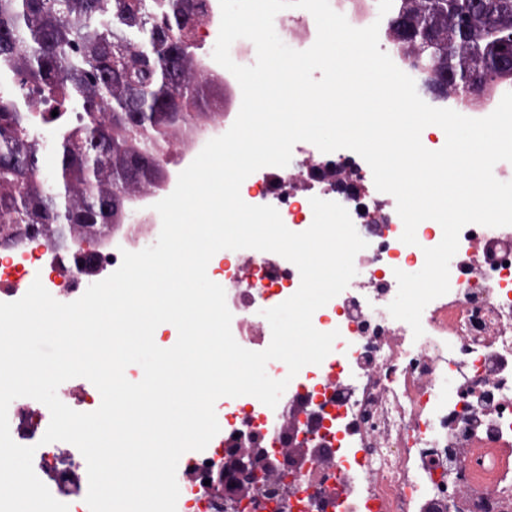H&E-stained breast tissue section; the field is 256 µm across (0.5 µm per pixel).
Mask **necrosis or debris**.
I'll list each match as a JSON object with an SVG mask.
<instances>
[{
  "label": "necrosis or debris",
  "mask_w": 512,
  "mask_h": 512,
  "mask_svg": "<svg viewBox=\"0 0 512 512\" xmlns=\"http://www.w3.org/2000/svg\"><path fill=\"white\" fill-rule=\"evenodd\" d=\"M330 5L353 27L378 24L380 50L417 88L432 79L410 46L393 38L388 21L379 20L378 0H330ZM511 89L493 84L478 104L452 89L426 102L458 112H491ZM241 102L238 81L225 74L223 109L172 125L167 153L184 159L201 151L209 129L232 126ZM372 182L363 158L317 149L289 168L272 166L243 181L242 199L275 207L294 232L311 226V198L338 202L354 226L367 233L368 246L354 258L351 287L312 316L318 331L339 333L322 363L305 366L293 377L284 364L271 366L272 379L289 381L277 406L249 395L225 398L235 411L219 416V426L228 436L260 434L283 471L293 463L280 452L277 423L297 400L308 402L314 412L310 424L323 425L336 445L335 462L326 466L310 460L299 478L284 483L278 512H512V226L462 228V259L449 264L450 290L425 307L424 333L417 338L409 324L388 311L398 292L395 273L419 272L425 249L440 243L443 230L426 220L416 228V244L403 243L394 196L369 192ZM176 184L170 174L164 187L136 192L143 216L137 227L118 234L100 228L107 240L102 267L119 268L123 251H138L141 235H159L161 218L154 205ZM85 241L81 227H68L63 235L53 227L36 240L1 249L0 302L20 299L37 279L58 301L78 299L82 279L75 257ZM216 257L235 340L248 350H265L271 342L266 318L247 326L242 318L256 306L269 309L292 296L301 283L298 268L255 249L222 250ZM8 419L12 439L35 447L38 478L62 493L68 512H89L87 464L80 451L67 442L40 443L50 422L48 408L18 398L9 406ZM180 462L197 475L180 486L176 512H224L223 502L205 485L219 462L217 454L188 451Z\"/></svg>",
  "instance_id": "1"
}]
</instances>
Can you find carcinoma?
Wrapping results in <instances>:
<instances>
[{
  "instance_id": "cac0c4a2",
  "label": "carcinoma",
  "mask_w": 512,
  "mask_h": 512,
  "mask_svg": "<svg viewBox=\"0 0 512 512\" xmlns=\"http://www.w3.org/2000/svg\"><path fill=\"white\" fill-rule=\"evenodd\" d=\"M496 16L507 28L493 35L488 19L475 15L470 0H398L396 18L421 29H470L468 41L443 46L417 39L416 56L439 74L462 72L495 52L496 37L512 34V0H498ZM191 12V0H0V63L26 72L33 97L60 106L78 103L88 120L54 122L58 134L57 177L46 182L11 164L36 150L32 121L12 101L0 97V216L9 224H118L119 211H107L112 188L150 185L159 179L163 160L156 146L172 124L170 99L192 114L207 98L209 86L190 81L180 68V82L166 80L163 62L173 49L181 62L191 59L187 33L179 16ZM27 52L19 53L20 44ZM131 112L150 113L146 132L130 134ZM112 146V158L97 169L88 190L86 167L95 144ZM149 156L152 164L138 166Z\"/></svg>"
}]
</instances>
